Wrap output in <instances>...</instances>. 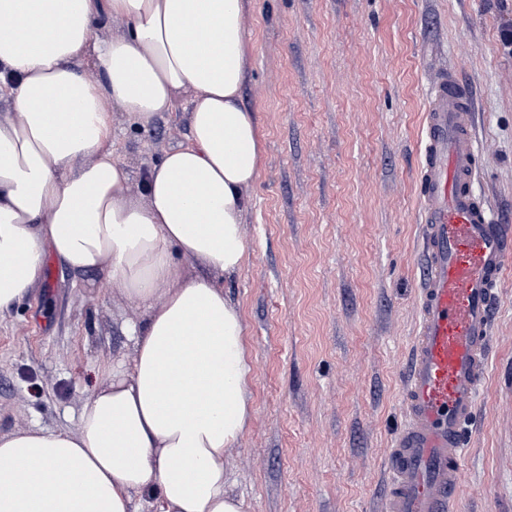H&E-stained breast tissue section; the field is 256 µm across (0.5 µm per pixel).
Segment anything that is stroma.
<instances>
[{"instance_id":"1","label":"stroma","mask_w":512,"mask_h":512,"mask_svg":"<svg viewBox=\"0 0 512 512\" xmlns=\"http://www.w3.org/2000/svg\"><path fill=\"white\" fill-rule=\"evenodd\" d=\"M241 102L261 156L249 244L210 276L246 328L252 414L228 456L246 512H378L384 460L406 423L402 386L418 321V180L428 88L454 68L477 102L475 193L512 225V0H248ZM190 135L187 97L143 124L112 110L130 192ZM465 439L455 512H512V270ZM145 309L107 274L48 259L0 313V434L75 431L113 366L131 368Z\"/></svg>"}]
</instances>
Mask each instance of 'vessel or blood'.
<instances>
[{
	"mask_svg": "<svg viewBox=\"0 0 512 512\" xmlns=\"http://www.w3.org/2000/svg\"><path fill=\"white\" fill-rule=\"evenodd\" d=\"M476 105L451 71L425 115L419 198L425 268L403 391L405 428L387 454L383 512H452L464 428L486 379L498 285L512 267V226L491 223L473 190Z\"/></svg>",
	"mask_w": 512,
	"mask_h": 512,
	"instance_id": "vessel-or-blood-1",
	"label": "vessel or blood"
}]
</instances>
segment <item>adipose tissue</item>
I'll return each instance as SVG.
<instances>
[{"label":"adipose tissue","instance_id":"ef3b65f1","mask_svg":"<svg viewBox=\"0 0 512 512\" xmlns=\"http://www.w3.org/2000/svg\"><path fill=\"white\" fill-rule=\"evenodd\" d=\"M246 17L247 0H0V312L51 257L107 271L147 310L131 369L113 367L76 432L0 435V512H130L137 494L158 512H245L226 465L250 417L245 325L172 253L224 273L248 253L261 143L240 103ZM115 19L123 33L94 40ZM184 94L190 141L136 198L112 109L147 123Z\"/></svg>","mask_w":512,"mask_h":512}]
</instances>
